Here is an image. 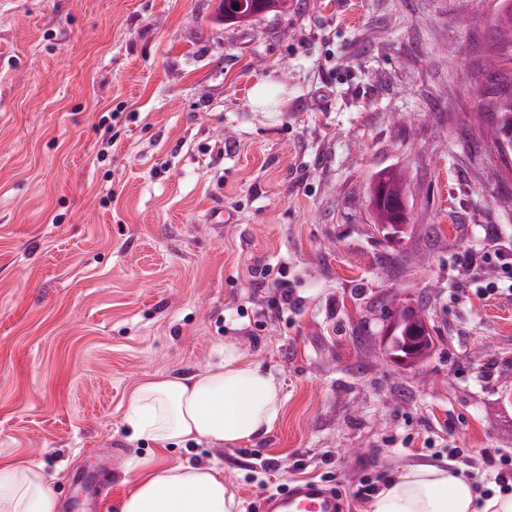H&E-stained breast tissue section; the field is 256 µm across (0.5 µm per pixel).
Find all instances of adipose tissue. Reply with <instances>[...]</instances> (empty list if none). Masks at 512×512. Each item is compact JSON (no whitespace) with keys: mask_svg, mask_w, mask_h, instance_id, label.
Instances as JSON below:
<instances>
[{"mask_svg":"<svg viewBox=\"0 0 512 512\" xmlns=\"http://www.w3.org/2000/svg\"><path fill=\"white\" fill-rule=\"evenodd\" d=\"M281 380L228 342L200 374L155 377L130 394L124 423L133 438L165 448L188 441L234 446L278 421ZM39 465L0 462V512H58ZM120 512H239L216 465L144 464ZM369 512H512V493L483 495L455 469L423 466L384 486Z\"/></svg>","mask_w":512,"mask_h":512,"instance_id":"obj_1","label":"adipose tissue"}]
</instances>
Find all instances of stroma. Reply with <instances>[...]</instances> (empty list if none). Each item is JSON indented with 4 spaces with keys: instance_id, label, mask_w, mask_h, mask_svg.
<instances>
[{
    "instance_id": "obj_1",
    "label": "stroma",
    "mask_w": 512,
    "mask_h": 512,
    "mask_svg": "<svg viewBox=\"0 0 512 512\" xmlns=\"http://www.w3.org/2000/svg\"><path fill=\"white\" fill-rule=\"evenodd\" d=\"M215 8L0 0V461L40 465L60 512L105 453L98 512L141 461L218 464L241 512L303 478L367 512L364 487L420 465L512 492V149L479 97L494 0H297L246 25ZM390 170L395 242L369 211ZM391 253L412 261L383 271ZM395 296L432 323L406 370ZM227 341L283 384L270 432L132 440L129 392Z\"/></svg>"
}]
</instances>
